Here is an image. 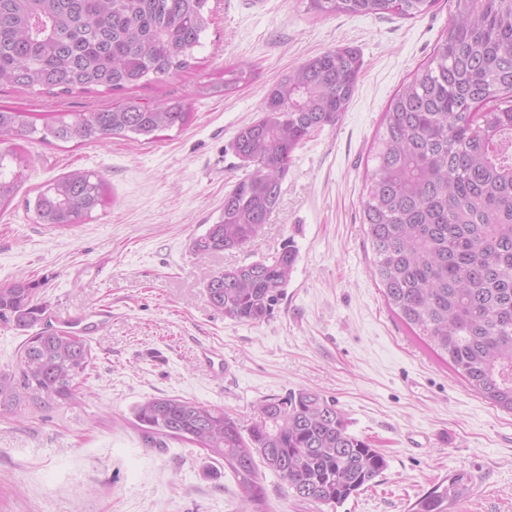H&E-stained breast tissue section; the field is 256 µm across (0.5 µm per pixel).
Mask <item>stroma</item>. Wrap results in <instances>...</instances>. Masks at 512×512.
Returning <instances> with one entry per match:
<instances>
[{"instance_id":"stroma-1","label":"stroma","mask_w":512,"mask_h":512,"mask_svg":"<svg viewBox=\"0 0 512 512\" xmlns=\"http://www.w3.org/2000/svg\"><path fill=\"white\" fill-rule=\"evenodd\" d=\"M306 4L209 0L212 23L195 68L131 92L184 100L193 119L183 129L151 143L19 140L28 166L0 211V287L21 279L45 310L112 315L87 337L93 360L78 405L30 403L0 414V512H241L243 490L223 461L183 440L147 447L132 407L177 396L247 422L259 400L302 388L335 399L351 431L371 440L389 467L334 510L300 500L261 469L272 512H408L454 473L470 478L472 495L452 512H512V414L477 396L391 312L362 222L375 133L390 98L447 28L448 0L412 19L317 18ZM344 46L363 61L347 111L295 151L263 233L245 249L199 259L193 239L217 220L245 173L231 148L239 128L258 117L272 83ZM228 62L252 64L258 81L225 98L203 93ZM119 100L0 86V105L39 118ZM75 169L108 182L106 205L70 228L36 223L28 199ZM288 243L297 262L268 321L236 322L211 304L212 274ZM204 347L223 357L225 372L199 366Z\"/></svg>"}]
</instances>
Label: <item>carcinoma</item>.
Listing matches in <instances>:
<instances>
[{
    "instance_id": "obj_1",
    "label": "carcinoma",
    "mask_w": 512,
    "mask_h": 512,
    "mask_svg": "<svg viewBox=\"0 0 512 512\" xmlns=\"http://www.w3.org/2000/svg\"><path fill=\"white\" fill-rule=\"evenodd\" d=\"M436 0H308L316 17L411 19ZM453 15L431 57L391 98L371 148L361 201L374 276L389 309L468 385L512 412V0H451ZM211 21L208 0H0V85L52 95L122 92L192 67ZM362 59L339 47L312 56L267 90L259 118L232 150L248 172L224 195L217 221L192 242L202 258L240 249L263 232L280 202L296 149L334 126L354 95ZM256 69L228 64L207 90L230 96ZM185 103L130 99L97 112H57L42 125L0 105V139L81 144L155 140L192 119ZM25 157L0 150V209L22 181ZM108 197L86 170L54 180L34 200L36 223H81ZM281 252L214 273L211 304L236 322L271 318L297 262ZM33 285L0 288V320L22 331L42 321ZM77 330L50 326L27 337L19 373L0 372V412L25 401L71 405L91 364ZM248 425L221 408L150 397L133 408L144 444L194 442L224 460L244 492V512H270L254 456L296 497L331 508L388 469L386 456L349 430L318 391L291 390L254 406ZM470 479L445 477L410 512H449L468 498Z\"/></svg>"
}]
</instances>
